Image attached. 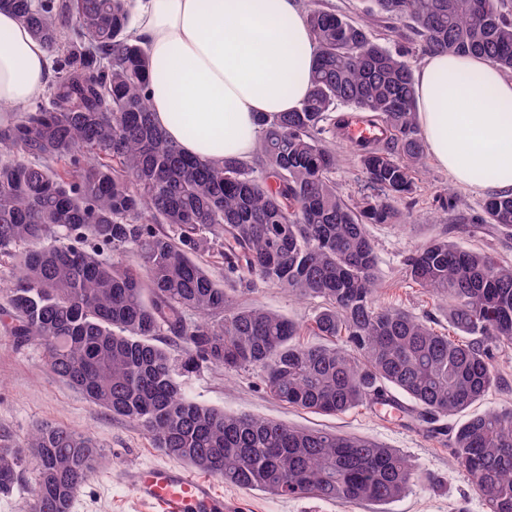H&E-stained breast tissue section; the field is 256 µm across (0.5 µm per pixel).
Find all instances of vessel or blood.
<instances>
[{
	"label": "vessel or blood",
	"instance_id": "vessel-or-blood-1",
	"mask_svg": "<svg viewBox=\"0 0 512 512\" xmlns=\"http://www.w3.org/2000/svg\"><path fill=\"white\" fill-rule=\"evenodd\" d=\"M137 496L149 512H233L211 480L177 466H153L138 472Z\"/></svg>",
	"mask_w": 512,
	"mask_h": 512
}]
</instances>
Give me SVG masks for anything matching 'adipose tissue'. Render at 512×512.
<instances>
[{
	"instance_id": "1",
	"label": "adipose tissue",
	"mask_w": 512,
	"mask_h": 512,
	"mask_svg": "<svg viewBox=\"0 0 512 512\" xmlns=\"http://www.w3.org/2000/svg\"><path fill=\"white\" fill-rule=\"evenodd\" d=\"M131 33L149 58L154 121L202 161L248 159L257 114L299 108L316 43L298 0H131ZM49 77V54L10 11H0V117L22 111ZM428 151L472 188L512 187V80L477 56L435 54L413 74Z\"/></svg>"
}]
</instances>
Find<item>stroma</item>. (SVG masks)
Segmentation results:
<instances>
[{
	"label": "stroma",
	"instance_id": "1",
	"mask_svg": "<svg viewBox=\"0 0 512 512\" xmlns=\"http://www.w3.org/2000/svg\"><path fill=\"white\" fill-rule=\"evenodd\" d=\"M340 163L336 189L351 202L373 195L362 167L349 144L336 140ZM416 190L399 204L402 223L372 224L368 231L377 254L376 278L381 304L402 306L417 316L432 317L437 329L448 318L433 299L405 276V260L416 248L442 238L465 248L490 253L512 265V230L475 223L492 188L472 189L455 184L434 160L414 175ZM240 301L279 311L303 328L302 339L318 343L312 332L319 304L301 301L281 289L239 285ZM12 320L0 313V439L22 446L33 425L55 423L89 433L103 447L105 460L97 472L76 490L70 512H144L136 497L134 476L143 467L166 463L149 436L136 423L112 416L88 403L83 395L51 375L42 346L20 342L10 334ZM192 400L228 414H251L291 426L334 431L377 441L405 454L418 475L409 494L374 507L345 506L316 498H281L261 491L246 492L227 483L218 488L236 501V512H486L470 480L450 463L448 439L428 432L397 413L367 406L338 416L314 414L271 399L261 369L234 372L201 366L184 380Z\"/></svg>",
	"mask_w": 512,
	"mask_h": 512
}]
</instances>
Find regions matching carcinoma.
Wrapping results in <instances>:
<instances>
[{
  "label": "carcinoma",
  "instance_id": "1",
  "mask_svg": "<svg viewBox=\"0 0 512 512\" xmlns=\"http://www.w3.org/2000/svg\"><path fill=\"white\" fill-rule=\"evenodd\" d=\"M372 2L371 16L406 23L413 38L384 46L372 20L309 5L310 93L293 112L258 117L254 167L189 158L154 123L130 0H0L53 57L46 100L0 122V256L15 270L0 311L11 334L40 343L55 377L138 422L164 454L243 490L384 504L417 476L379 443L191 400L179 377L201 365L259 367L271 398L313 413L368 404L432 421L483 401L502 383L498 351L512 347L511 265L445 239L409 256L407 277L446 308L461 333L451 338L378 303L367 232L403 221L396 203L426 160L409 56L478 55L510 71L512 19L504 0ZM342 105L388 132L352 144L379 191L358 208L336 191L338 156L323 138L348 126ZM482 211L481 222L512 228V194L489 196ZM89 240L139 262L104 261ZM205 251L224 259V281L202 266ZM242 282L319 302L313 331L325 343L239 303ZM24 447L25 457L0 443V491L24 478L30 458L28 512H70L104 458L94 437L60 424H36ZM450 448L487 512H512V408L466 414Z\"/></svg>",
  "mask_w": 512,
  "mask_h": 512
}]
</instances>
